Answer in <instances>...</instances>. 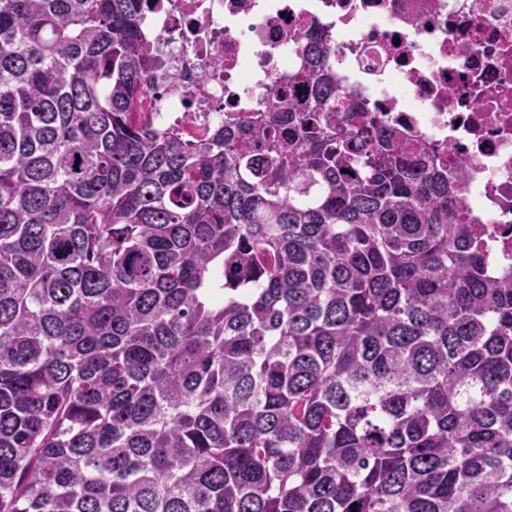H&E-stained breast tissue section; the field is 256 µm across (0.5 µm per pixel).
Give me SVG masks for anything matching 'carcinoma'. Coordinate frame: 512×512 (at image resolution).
I'll return each instance as SVG.
<instances>
[{"mask_svg":"<svg viewBox=\"0 0 512 512\" xmlns=\"http://www.w3.org/2000/svg\"><path fill=\"white\" fill-rule=\"evenodd\" d=\"M156 0H0V512H512V267L327 38L203 138Z\"/></svg>","mask_w":512,"mask_h":512,"instance_id":"1","label":"carcinoma"}]
</instances>
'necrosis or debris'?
Returning <instances> with one entry per match:
<instances>
[{
  "instance_id": "necrosis-or-debris-1",
  "label": "necrosis or debris",
  "mask_w": 512,
  "mask_h": 512,
  "mask_svg": "<svg viewBox=\"0 0 512 512\" xmlns=\"http://www.w3.org/2000/svg\"><path fill=\"white\" fill-rule=\"evenodd\" d=\"M144 24L165 69L143 107L193 134L256 111L328 31L337 82L444 153L492 269L512 265V0H158Z\"/></svg>"
}]
</instances>
